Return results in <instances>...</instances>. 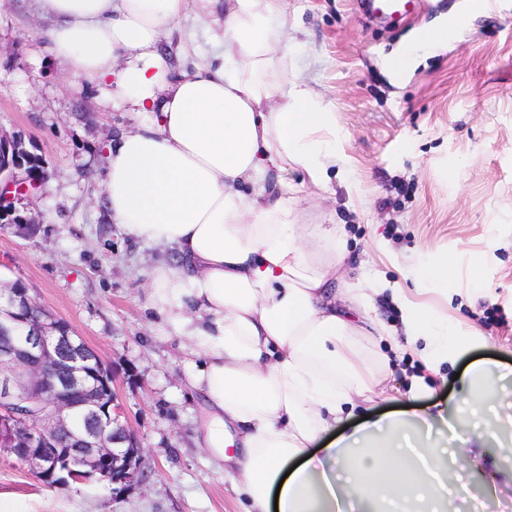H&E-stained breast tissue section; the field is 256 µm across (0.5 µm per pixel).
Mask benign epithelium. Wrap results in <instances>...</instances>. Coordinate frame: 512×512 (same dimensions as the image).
Listing matches in <instances>:
<instances>
[{
	"label": "benign epithelium",
	"mask_w": 512,
	"mask_h": 512,
	"mask_svg": "<svg viewBox=\"0 0 512 512\" xmlns=\"http://www.w3.org/2000/svg\"><path fill=\"white\" fill-rule=\"evenodd\" d=\"M31 162L20 139L0 133V197L22 195L36 187L17 173ZM94 361L90 348L70 327L59 322L26 288L0 294V453L20 460L30 473L55 477L60 485L92 478L131 488L143 476L140 448L117 396L103 404L101 387L88 380ZM44 402L36 418L18 411L28 398ZM85 418L74 436L75 415ZM62 438L76 441L59 456L50 449Z\"/></svg>",
	"instance_id": "1"
}]
</instances>
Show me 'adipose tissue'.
Instances as JSON below:
<instances>
[{
  "mask_svg": "<svg viewBox=\"0 0 512 512\" xmlns=\"http://www.w3.org/2000/svg\"><path fill=\"white\" fill-rule=\"evenodd\" d=\"M72 87L127 106L106 146L104 203L132 241L171 251L149 302L184 342L204 398L203 442L244 512H444L459 473L496 496L512 414L491 416L512 370L479 361L465 405L372 418L385 370L360 344L388 337L426 373L461 356L448 314L393 289L402 332L369 311L379 291L336 292L335 227L303 224L283 175L325 189L335 117L288 76V0H36ZM210 19L205 63L173 71L157 45L189 12ZM364 423L349 428L355 406Z\"/></svg>",
  "mask_w": 512,
  "mask_h": 512,
  "instance_id": "adipose-tissue-1",
  "label": "adipose tissue"
}]
</instances>
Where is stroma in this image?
<instances>
[{
  "instance_id": "35a3bbf8",
  "label": "stroma",
  "mask_w": 512,
  "mask_h": 512,
  "mask_svg": "<svg viewBox=\"0 0 512 512\" xmlns=\"http://www.w3.org/2000/svg\"><path fill=\"white\" fill-rule=\"evenodd\" d=\"M461 2L423 0L384 28L359 0H288L291 74L334 112L336 151L357 180L331 178L301 207L304 223L344 234L347 282L367 276L413 288L406 259L425 270L447 263L450 330L480 332L472 359L512 363V17L474 16L402 77L389 68ZM46 26L35 0H0V131L43 161L38 189L11 199L36 227L0 223V269L110 369L144 478L123 492L95 481L48 488L0 454V499L14 512H242L198 435L202 402L187 384L183 341L148 306L146 272L161 253L126 238L102 204L105 146L133 120L97 89H68ZM204 28L191 17L163 37L173 68L201 63ZM382 240L390 258L379 256ZM389 369L375 412L462 397L454 366H441L432 397L414 401L404 390L418 363L394 357Z\"/></svg>"
}]
</instances>
